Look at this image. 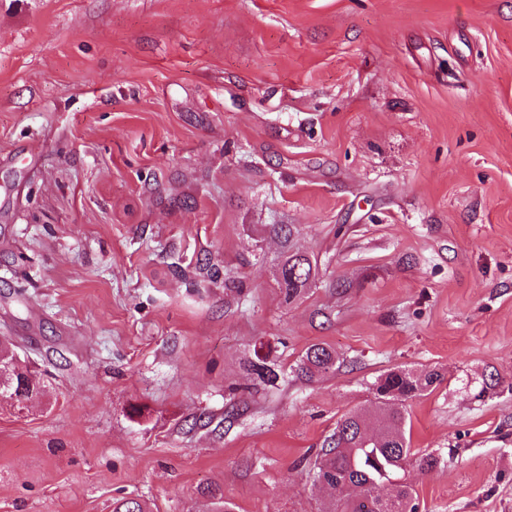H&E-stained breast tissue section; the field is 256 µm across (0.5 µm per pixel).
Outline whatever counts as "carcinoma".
I'll return each mask as SVG.
<instances>
[{"instance_id":"obj_1","label":"carcinoma","mask_w":512,"mask_h":512,"mask_svg":"<svg viewBox=\"0 0 512 512\" xmlns=\"http://www.w3.org/2000/svg\"><path fill=\"white\" fill-rule=\"evenodd\" d=\"M270 232L282 243L277 283L284 300L291 303L315 281L317 260L295 248L292 225L273 224ZM337 362L335 351L313 344L296 363L295 372L311 381L334 372ZM249 371L270 387L280 379L275 364L257 352ZM440 382L441 375L436 371L420 375L391 371L375 383L377 402L371 413L347 415L337 422L309 470L314 482L336 494L328 512H417L413 486L404 480L406 466L414 463L421 472L428 473L438 465V458L412 452L404 403ZM383 485L391 487L385 498L378 494ZM204 493L212 500L214 512H234L232 503L224 500L223 489L208 487Z\"/></svg>"}]
</instances>
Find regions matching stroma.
<instances>
[{
  "label": "stroma",
  "instance_id": "1",
  "mask_svg": "<svg viewBox=\"0 0 512 512\" xmlns=\"http://www.w3.org/2000/svg\"><path fill=\"white\" fill-rule=\"evenodd\" d=\"M1 336L44 391L0 397V512H324L397 369L444 376L418 512H512V0H0ZM270 232L280 239L282 260L277 269V283L288 303L301 298L318 275L315 257L295 248L294 228L291 224H273ZM338 357L336 352L323 344H314L296 363L295 372L298 377L313 381L336 370ZM255 359L249 363V371L256 376L260 382L270 387L276 386L280 379V370L275 368V364L268 362L265 356H261L257 351L254 353Z\"/></svg>",
  "mask_w": 512,
  "mask_h": 512
}]
</instances>
